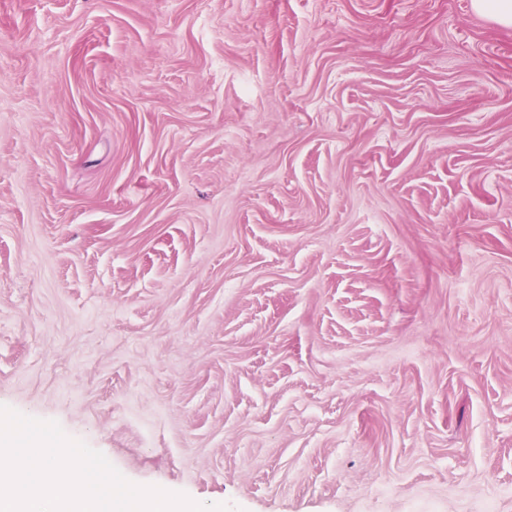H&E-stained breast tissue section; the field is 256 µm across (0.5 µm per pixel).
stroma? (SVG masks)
<instances>
[{
  "label": "stroma",
  "instance_id": "1",
  "mask_svg": "<svg viewBox=\"0 0 512 512\" xmlns=\"http://www.w3.org/2000/svg\"><path fill=\"white\" fill-rule=\"evenodd\" d=\"M0 404L234 512H512V29L0 0Z\"/></svg>",
  "mask_w": 512,
  "mask_h": 512
}]
</instances>
